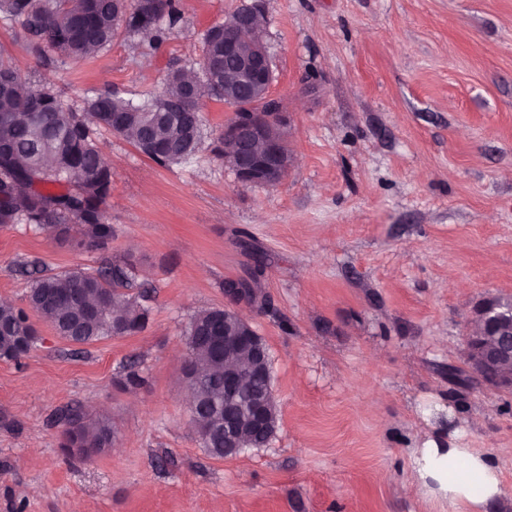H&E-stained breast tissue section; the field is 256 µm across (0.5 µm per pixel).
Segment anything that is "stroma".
Masks as SVG:
<instances>
[{
  "mask_svg": "<svg viewBox=\"0 0 512 512\" xmlns=\"http://www.w3.org/2000/svg\"><path fill=\"white\" fill-rule=\"evenodd\" d=\"M248 0H181L157 43L119 32L58 66L18 24L0 59L64 105L110 90L138 102L171 68H196L203 36ZM270 94L288 114L292 161L274 187L218 155L233 106L201 105L198 149L162 165L101 129L112 170L107 248L26 224L0 227V299L32 279L128 257L149 310L138 333L77 345L31 314L37 342L0 359V512H449L408 493L411 449L465 431L503 470L512 512V392L466 371L475 308L512 298V0H263ZM266 255L256 266L254 250ZM254 277L242 307L270 355L279 410L261 448L224 459L190 422L186 329ZM144 382L125 385L129 366ZM109 418L111 447L62 448L56 413Z\"/></svg>",
  "mask_w": 512,
  "mask_h": 512,
  "instance_id": "35a3bbf8",
  "label": "stroma"
}]
</instances>
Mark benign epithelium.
I'll return each mask as SVG.
<instances>
[{"instance_id":"1","label":"benign epithelium","mask_w":512,"mask_h":512,"mask_svg":"<svg viewBox=\"0 0 512 512\" xmlns=\"http://www.w3.org/2000/svg\"><path fill=\"white\" fill-rule=\"evenodd\" d=\"M259 12L255 4L242 7L232 22L238 32L258 42L263 37L252 20ZM224 56L236 58L250 92L261 93L266 104V113L260 116L239 107L240 115L224 125V141L233 146V150L224 154V162L233 167L244 183L273 186L288 170L282 165L288 117L269 94L272 83L269 56L259 48L246 51L239 38L227 36ZM224 295L227 299L224 322H236V328L224 329V457L229 458L245 448L241 440L244 426L261 430L270 414L265 400H244V381L235 358L248 357L255 376L270 369V360L266 343L256 337L251 323L237 310L240 304H256V291L250 287V281L226 282ZM473 322L481 326L480 333H471L465 340L466 357L473 374L489 386L512 391V303L488 298L475 310Z\"/></svg>"}]
</instances>
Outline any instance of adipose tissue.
<instances>
[{"instance_id": "1", "label": "adipose tissue", "mask_w": 512, "mask_h": 512, "mask_svg": "<svg viewBox=\"0 0 512 512\" xmlns=\"http://www.w3.org/2000/svg\"><path fill=\"white\" fill-rule=\"evenodd\" d=\"M459 433L448 436L447 445L428 441L410 456L413 491L448 504L455 512H485L487 505L504 493L500 467L482 449L465 448Z\"/></svg>"}]
</instances>
